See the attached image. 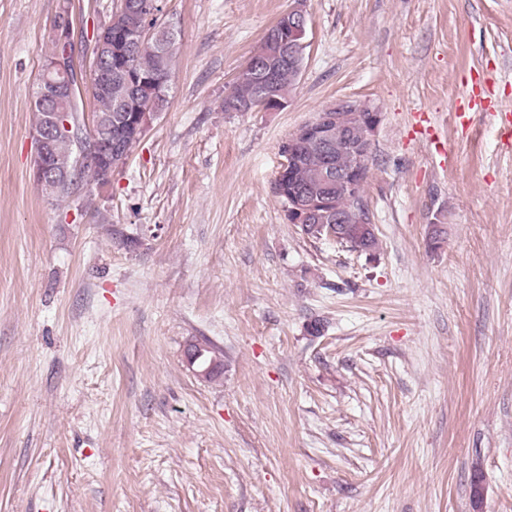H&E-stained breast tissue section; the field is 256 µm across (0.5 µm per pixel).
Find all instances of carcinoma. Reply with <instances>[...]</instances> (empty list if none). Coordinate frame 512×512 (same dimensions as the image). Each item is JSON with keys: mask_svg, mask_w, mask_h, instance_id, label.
I'll return each mask as SVG.
<instances>
[{"mask_svg": "<svg viewBox=\"0 0 512 512\" xmlns=\"http://www.w3.org/2000/svg\"><path fill=\"white\" fill-rule=\"evenodd\" d=\"M138 0H128L124 11L112 13V38L142 25L141 14L134 9ZM288 39V47L298 38L288 27V16L281 15L264 34L254 50L252 59L265 66L271 77L268 103L278 108L287 101L296 86L304 65V53L298 59L284 54L280 41ZM157 47H137L126 50L120 56H112V94L90 96L96 102L93 121L100 137L112 136L119 145L113 160L128 154L139 142L134 128L129 124L118 126L123 117L131 120L135 112H161L164 110L166 85L171 78L173 62L178 47L174 33L159 23L155 25ZM262 99L261 88L247 79H236L224 96V111L252 112ZM53 109L63 113L62 120L70 122L71 128L53 134V168L42 184L45 192L57 199L72 197L88 183L105 185L109 179L98 164L89 160L88 143L84 141L85 123L84 96L76 94L71 103H57ZM343 118L335 123L338 135L321 142L306 141L294 147V163L288 168V187H296L305 195L321 197V205L309 210L301 224L308 236L319 238L328 229L339 228L338 242L358 252H370L376 248L377 238L373 225V214L364 196L353 198L336 186V179L323 180L322 171L331 168L340 173L350 163L349 145L359 143L371 135L370 113L356 112L352 108L341 110ZM198 354L193 363L197 372L205 378L217 374L222 368L217 349L211 344L193 343L187 354Z\"/></svg>", "mask_w": 512, "mask_h": 512, "instance_id": "cac0c4a2", "label": "carcinoma"}]
</instances>
